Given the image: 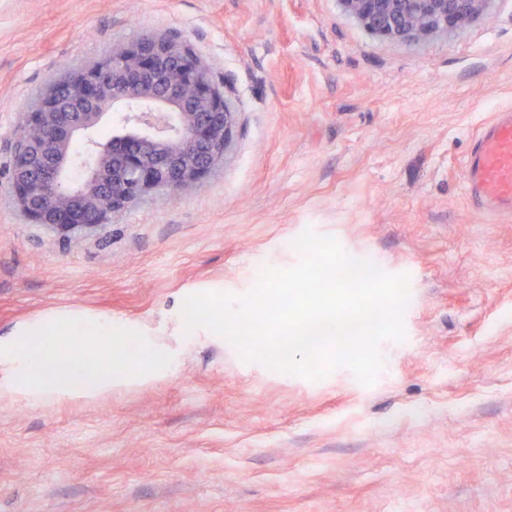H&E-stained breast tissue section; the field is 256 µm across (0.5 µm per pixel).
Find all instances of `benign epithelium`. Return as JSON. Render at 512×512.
I'll list each match as a JSON object with an SVG mask.
<instances>
[{
	"mask_svg": "<svg viewBox=\"0 0 512 512\" xmlns=\"http://www.w3.org/2000/svg\"><path fill=\"white\" fill-rule=\"evenodd\" d=\"M371 35L420 41L462 29L489 13V0H339ZM121 119L105 143L100 123ZM238 112L207 67L169 40H138L119 57L70 69L26 113L8 190L34 224L74 233L103 226L135 201L178 195L223 161ZM81 140L90 158L76 164Z\"/></svg>",
	"mask_w": 512,
	"mask_h": 512,
	"instance_id": "7a95c632",
	"label": "benign epithelium"
}]
</instances>
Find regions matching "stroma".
Segmentation results:
<instances>
[{"instance_id": "35a3bbf8", "label": "stroma", "mask_w": 512, "mask_h": 512, "mask_svg": "<svg viewBox=\"0 0 512 512\" xmlns=\"http://www.w3.org/2000/svg\"><path fill=\"white\" fill-rule=\"evenodd\" d=\"M184 41L238 113L203 182L66 237L7 189L16 131L61 72ZM512 109V0L420 42L339 0H0V336L48 310L154 331L187 297L298 263L305 229L405 274V337L374 384L178 345L165 380L28 406L0 396V512H512V222L463 159Z\"/></svg>"}]
</instances>
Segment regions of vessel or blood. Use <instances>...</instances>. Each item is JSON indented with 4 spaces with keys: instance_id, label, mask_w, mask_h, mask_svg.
I'll return each instance as SVG.
<instances>
[{
    "instance_id": "b4317fda",
    "label": "vessel or blood",
    "mask_w": 512,
    "mask_h": 512,
    "mask_svg": "<svg viewBox=\"0 0 512 512\" xmlns=\"http://www.w3.org/2000/svg\"><path fill=\"white\" fill-rule=\"evenodd\" d=\"M463 169L478 213L492 221L512 217V109L498 110L481 124Z\"/></svg>"
}]
</instances>
